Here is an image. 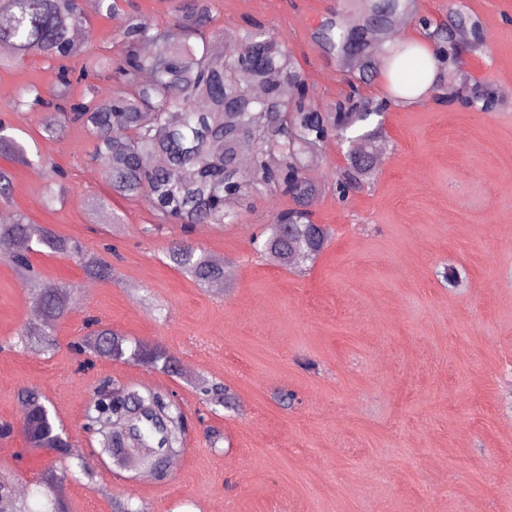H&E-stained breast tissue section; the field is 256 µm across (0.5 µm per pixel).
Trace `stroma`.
I'll list each match as a JSON object with an SVG mask.
<instances>
[{"label":"stroma","mask_w":512,"mask_h":512,"mask_svg":"<svg viewBox=\"0 0 512 512\" xmlns=\"http://www.w3.org/2000/svg\"><path fill=\"white\" fill-rule=\"evenodd\" d=\"M480 23L482 44L465 53L469 90L512 86V0H459ZM343 0H212L213 26L250 22L273 31L301 64L315 98L348 92L347 75L312 38ZM170 0H130L120 14H90L81 41L96 54L128 19L161 28ZM36 85L45 103H18ZM388 100V140L376 180L340 200L332 189L346 165L345 145L328 142L307 174L322 184L311 210L331 230L314 265L299 272L261 256L252 238L287 197L262 194L239 207L232 224L192 231L155 217L140 199L113 195L80 125L57 140L42 124L61 102L54 64L30 57L0 69V121L26 146L30 164L0 157L13 175L9 215L99 250L118 253L113 277H86L66 255L33 256L43 277L77 286V302L44 352L18 344L32 315L29 290L0 261V420L19 422L18 394L37 390L79 447L58 458L28 447L22 434L0 440V472L15 476L33 512L48 467L68 472L67 512H112L113 499L147 512H512V97L487 112L433 94L410 104L389 100L385 75L363 86ZM64 173V200L44 196ZM107 201L121 224L90 213ZM185 240L222 260L223 285L198 286L164 252ZM466 280L448 287L444 268ZM129 338L159 344L177 373L97 360L83 364L69 345L87 318ZM221 381L232 410L205 402L196 382ZM146 385L177 394L188 419L185 450L166 481L96 465L81 428L90 394L102 382ZM295 399L283 405L279 396ZM223 438L211 443L209 429Z\"/></svg>","instance_id":"1"}]
</instances>
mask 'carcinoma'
I'll list each match as a JSON object with an SVG mask.
<instances>
[{
	"label": "carcinoma",
	"mask_w": 512,
	"mask_h": 512,
	"mask_svg": "<svg viewBox=\"0 0 512 512\" xmlns=\"http://www.w3.org/2000/svg\"><path fill=\"white\" fill-rule=\"evenodd\" d=\"M344 14L332 12L313 32L323 53L347 73L351 93L329 104L316 102L294 54L273 32L261 26L232 33L209 29L212 0H177L174 22L148 28L130 19L120 35V48L112 57L96 56L81 65L77 81L84 82L82 101L59 116L47 119L40 135L54 139L65 120L80 123L95 140L112 193L140 198L161 224H232L241 203L266 191L288 197L291 204L277 211L258 242L260 252L287 269L312 263L330 239L329 229L312 220L311 200L322 185L307 175L312 157L334 136L349 143L347 166L336 181L345 198L375 175L383 132L370 126L379 106L362 96L358 84L372 79L381 60L389 56L400 19L418 18L420 0H346ZM84 0H0V67L40 55L58 64L63 88L72 85L70 61L81 57L83 46L72 37L88 23ZM467 27L476 33L478 21L455 11L448 23L426 28L433 43L434 79L431 89L443 88L448 75L459 71L465 50L454 32ZM222 38L234 51L218 53ZM149 44V54L141 46ZM401 90L412 91L429 76L428 63L415 46L400 47ZM109 69L113 90L103 101L90 72ZM0 154L13 163H30L26 147L6 134L0 123ZM13 176L0 168V204L12 201ZM66 254L94 278L112 276V264L89 250L38 226L18 214L0 224V254L8 257L22 282L35 287L40 313L24 325L20 336L30 346L56 345L53 330L77 299V288L44 284L31 260L33 254ZM170 263L203 287L224 283V264L181 242L169 249ZM78 345L103 361H131L169 371L175 357L164 347L130 341L122 333L98 327ZM97 388L87 402L82 428L96 443V451L133 468L155 467L163 451L181 450L186 416L174 393L144 385ZM207 402L230 407L231 389L222 383L203 388ZM20 429L32 448L55 456L67 452L68 440L55 413L38 391L23 388ZM13 423L0 421V439L12 437ZM65 475L50 468L41 481L46 512H66ZM0 512H29L16 493L15 479L0 475Z\"/></svg>",
	"instance_id": "carcinoma-1"
}]
</instances>
